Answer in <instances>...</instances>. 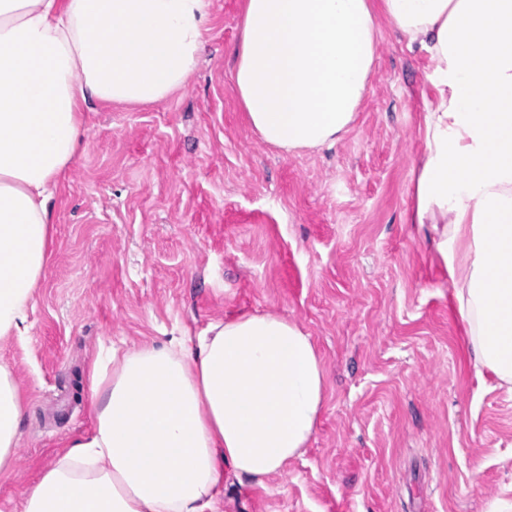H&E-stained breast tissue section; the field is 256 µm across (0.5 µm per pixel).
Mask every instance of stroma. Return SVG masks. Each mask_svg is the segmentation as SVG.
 <instances>
[{
    "label": "stroma",
    "mask_w": 512,
    "mask_h": 512,
    "mask_svg": "<svg viewBox=\"0 0 512 512\" xmlns=\"http://www.w3.org/2000/svg\"><path fill=\"white\" fill-rule=\"evenodd\" d=\"M240 10L211 0L201 59L171 97L83 115L27 329L0 342L26 399L0 512H22L92 432L99 351L242 312L310 335L326 397L282 474L259 484L226 469L223 512H512V390L470 362L431 227L407 220L434 99L428 59L382 27L351 130L286 153L237 100Z\"/></svg>",
    "instance_id": "1"
}]
</instances>
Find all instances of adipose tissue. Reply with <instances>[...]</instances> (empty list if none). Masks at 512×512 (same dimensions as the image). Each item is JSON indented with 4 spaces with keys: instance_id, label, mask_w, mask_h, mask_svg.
<instances>
[{
    "instance_id": "1",
    "label": "adipose tissue",
    "mask_w": 512,
    "mask_h": 512,
    "mask_svg": "<svg viewBox=\"0 0 512 512\" xmlns=\"http://www.w3.org/2000/svg\"><path fill=\"white\" fill-rule=\"evenodd\" d=\"M211 0H0V340L47 261L49 203L92 102L170 97L195 70ZM233 80L260 139L288 153L348 133L380 22L426 55L436 97L413 170L414 224L439 226L476 370L512 387V0H243ZM91 434L23 512H220L224 469L256 482L301 456L325 400L309 336L273 312L210 322L193 345L100 352ZM24 399L0 364V475Z\"/></svg>"
}]
</instances>
